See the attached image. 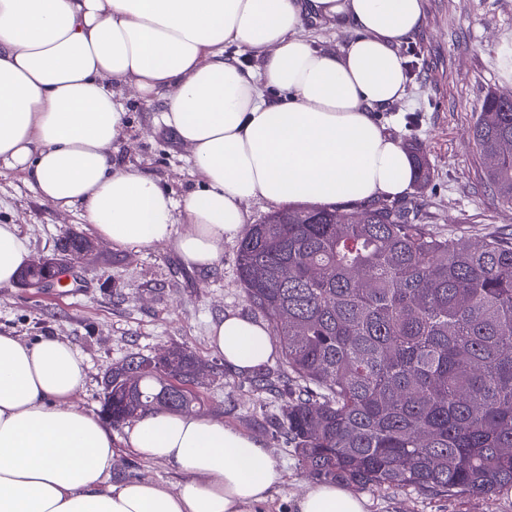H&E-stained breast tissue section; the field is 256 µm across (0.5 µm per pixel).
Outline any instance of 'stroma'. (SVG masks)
Returning <instances> with one entry per match:
<instances>
[{
  "label": "stroma",
  "instance_id": "stroma-1",
  "mask_svg": "<svg viewBox=\"0 0 512 512\" xmlns=\"http://www.w3.org/2000/svg\"><path fill=\"white\" fill-rule=\"evenodd\" d=\"M397 53L409 65L404 97L374 113L389 135L416 141L430 164L425 190L410 188L401 201L419 223L440 235L492 233L512 237V206L500 203L485 176L472 128L485 96L512 90V0H423L420 29ZM128 124L112 144L113 163L147 172L173 197L196 189L201 177L189 149L162 124L158 103L129 101ZM0 224L18 225L32 258L50 256L58 238L74 231L94 238L81 209L62 210L41 199L21 171L0 166ZM93 252L75 257L76 288H0V332L28 340L56 336L88 364L75 396L101 413L108 368L130 355H155L180 346L207 366L193 407L263 442L283 471L269 512H291L292 500L312 478L283 434L262 426L279 399L257 390L251 377L227 368L209 345V326L224 313L254 317L238 278V242L224 245L220 267H187L174 244L112 245L95 240ZM116 478H147L172 486L183 475L173 465L148 462L126 448L125 426L113 427ZM370 512H512V490L490 497H449L412 490L370 488Z\"/></svg>",
  "mask_w": 512,
  "mask_h": 512
}]
</instances>
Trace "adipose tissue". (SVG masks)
<instances>
[{"label": "adipose tissue", "mask_w": 512, "mask_h": 512, "mask_svg": "<svg viewBox=\"0 0 512 512\" xmlns=\"http://www.w3.org/2000/svg\"><path fill=\"white\" fill-rule=\"evenodd\" d=\"M310 16L357 35L318 50L302 32ZM422 18V0H0V164L45 202L81 208L112 244L171 241L187 266L213 269L249 201L364 204L408 191L412 162L372 110L404 97L396 47ZM118 86L160 104L199 188L177 199L113 165L127 116ZM29 260L17 225L0 224V288ZM209 341L242 374L273 352L267 330L238 314L213 322ZM86 377L60 338L0 333V512H261L273 501L282 472L268 448L191 413L145 411L126 439L185 480L114 479L111 426L73 401ZM292 510L369 512V500L315 483Z\"/></svg>", "instance_id": "adipose-tissue-1"}]
</instances>
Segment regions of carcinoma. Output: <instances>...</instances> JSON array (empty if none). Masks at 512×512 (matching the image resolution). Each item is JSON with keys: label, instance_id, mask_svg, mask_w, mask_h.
I'll list each match as a JSON object with an SVG mask.
<instances>
[{"label": "carcinoma", "instance_id": "obj_1", "mask_svg": "<svg viewBox=\"0 0 512 512\" xmlns=\"http://www.w3.org/2000/svg\"><path fill=\"white\" fill-rule=\"evenodd\" d=\"M496 198L512 205V100L486 97L473 131ZM415 182L429 167L407 144ZM250 305L279 344L288 380L270 422L320 480L489 496L512 487V240L436 235L401 205L361 210L297 205L251 225L238 250ZM199 359L174 347L106 375L103 410L119 425L146 409L198 401Z\"/></svg>", "mask_w": 512, "mask_h": 512}]
</instances>
